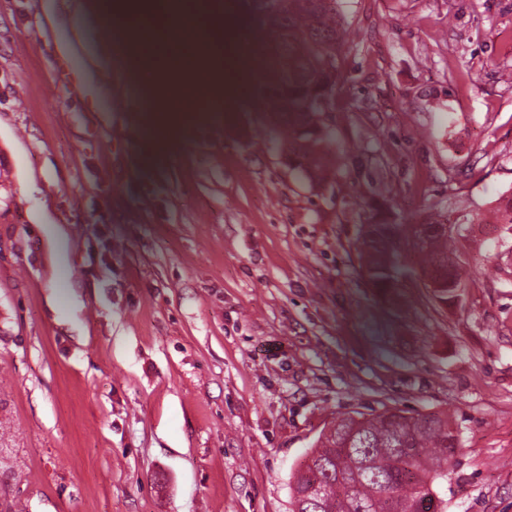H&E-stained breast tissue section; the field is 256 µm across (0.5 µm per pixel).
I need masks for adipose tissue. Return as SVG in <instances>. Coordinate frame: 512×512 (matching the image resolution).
<instances>
[{"label": "adipose tissue", "instance_id": "adipose-tissue-1", "mask_svg": "<svg viewBox=\"0 0 512 512\" xmlns=\"http://www.w3.org/2000/svg\"><path fill=\"white\" fill-rule=\"evenodd\" d=\"M110 9L113 15L127 20L119 30L123 50L136 59L148 54L153 57L151 124L160 139L173 136L187 121L188 115L181 112L179 104L196 86H204L209 98L230 105L240 97L245 85L257 80L241 62L234 28L212 13L205 0L195 7L189 0H111ZM187 23L194 24L201 49L196 64L175 66L166 53H152L151 41H165Z\"/></svg>", "mask_w": 512, "mask_h": 512}]
</instances>
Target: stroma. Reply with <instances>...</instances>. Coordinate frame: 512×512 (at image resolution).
<instances>
[{"label": "stroma", "mask_w": 512, "mask_h": 512, "mask_svg": "<svg viewBox=\"0 0 512 512\" xmlns=\"http://www.w3.org/2000/svg\"><path fill=\"white\" fill-rule=\"evenodd\" d=\"M98 10L0 0V512H292L336 417L394 407L458 432L442 512H512V238L455 240L454 307L411 244L391 298L358 248L512 195V0H343L321 188L251 99L158 140L153 71L114 67Z\"/></svg>", "instance_id": "35a3bbf8"}]
</instances>
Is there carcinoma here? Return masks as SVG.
<instances>
[{"mask_svg":"<svg viewBox=\"0 0 512 512\" xmlns=\"http://www.w3.org/2000/svg\"><path fill=\"white\" fill-rule=\"evenodd\" d=\"M222 10L235 17L239 33L257 38V49L270 62L273 84L278 77L288 82V93L263 108L275 114L287 131L285 149L311 168V180H329L334 167L323 151L314 113L305 109L317 67L338 58L343 39L340 0H288L285 12L275 21L244 12L240 0H221ZM426 240L419 247L424 268L440 266L450 280H469L467 262L448 248L450 240L425 223ZM394 242L384 232L361 244V258L368 280L383 297L399 288L403 269L390 262ZM448 415L414 414L407 409H388L366 416L360 412L337 418L333 433L324 434L312 450L292 487L295 495L309 486L323 488L321 505L299 499L300 512H438L435 494L443 481L442 469L454 448Z\"/></svg>","mask_w":512,"mask_h":512,"instance_id":"1","label":"carcinoma"}]
</instances>
